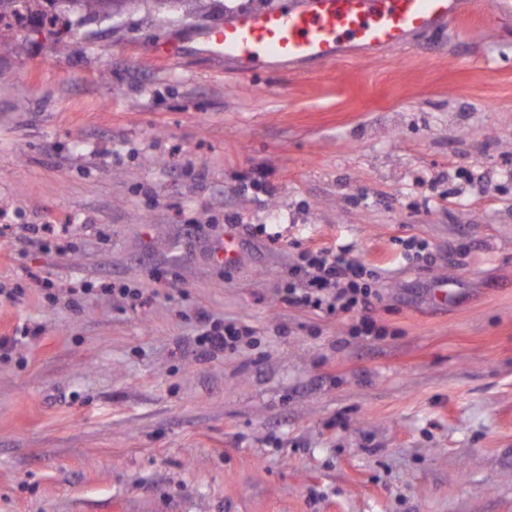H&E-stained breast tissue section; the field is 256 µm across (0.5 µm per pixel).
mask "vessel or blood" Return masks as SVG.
I'll use <instances>...</instances> for the list:
<instances>
[{"instance_id": "b4317fda", "label": "vessel or blood", "mask_w": 512, "mask_h": 512, "mask_svg": "<svg viewBox=\"0 0 512 512\" xmlns=\"http://www.w3.org/2000/svg\"><path fill=\"white\" fill-rule=\"evenodd\" d=\"M460 0H291L288 8L236 12L192 32L196 49L242 71L306 67L350 48L404 47L461 15Z\"/></svg>"}]
</instances>
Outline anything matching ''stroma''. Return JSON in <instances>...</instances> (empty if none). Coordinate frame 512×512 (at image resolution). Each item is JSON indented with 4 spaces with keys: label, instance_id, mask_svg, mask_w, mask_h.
Segmentation results:
<instances>
[{
    "label": "stroma",
    "instance_id": "stroma-1",
    "mask_svg": "<svg viewBox=\"0 0 512 512\" xmlns=\"http://www.w3.org/2000/svg\"><path fill=\"white\" fill-rule=\"evenodd\" d=\"M283 2L0 22V512H512V13L302 72L148 54ZM339 245L380 301L289 305ZM202 312L255 334L203 355ZM70 224H28V234L15 238V241L22 248L27 242L37 241L43 246L55 244L59 246L67 241L71 232Z\"/></svg>",
    "mask_w": 512,
    "mask_h": 512
}]
</instances>
